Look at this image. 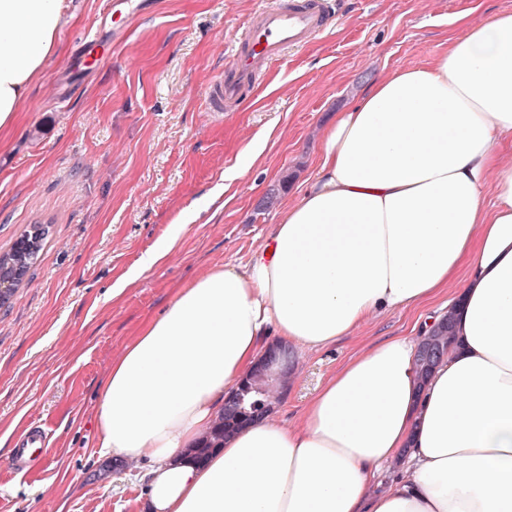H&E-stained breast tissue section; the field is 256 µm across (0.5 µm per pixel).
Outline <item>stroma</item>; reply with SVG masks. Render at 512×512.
<instances>
[{"instance_id": "obj_1", "label": "stroma", "mask_w": 512, "mask_h": 512, "mask_svg": "<svg viewBox=\"0 0 512 512\" xmlns=\"http://www.w3.org/2000/svg\"><path fill=\"white\" fill-rule=\"evenodd\" d=\"M269 2L135 0L116 43L106 0H66L65 53L45 63L15 132L0 135V253L27 225L51 227L0 308V512H138L139 488L96 450L92 411L113 356L174 285L248 264L279 213L260 199L278 184L298 198L337 109L393 68L431 62L512 0H332L322 34L217 107L207 90ZM91 32L112 56L73 73L67 56ZM256 146L255 166L227 179ZM175 224L169 251L143 265ZM419 315L394 311L301 352L274 417L296 423L336 367L365 344L411 335ZM32 427L48 447L20 470L10 448Z\"/></svg>"}]
</instances>
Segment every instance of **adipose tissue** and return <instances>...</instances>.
I'll list each match as a JSON object with an SVG mask.
<instances>
[{
	"label": "adipose tissue",
	"instance_id": "ef3b65f1",
	"mask_svg": "<svg viewBox=\"0 0 512 512\" xmlns=\"http://www.w3.org/2000/svg\"><path fill=\"white\" fill-rule=\"evenodd\" d=\"M64 9L0 0V130L59 52ZM509 145L508 7L337 112L300 199L250 262L176 286L112 359L96 446L142 484L145 512H512ZM440 298L456 342L427 383L414 337L395 336L337 367L298 425L264 417L194 460L266 337L325 348Z\"/></svg>",
	"mask_w": 512,
	"mask_h": 512
}]
</instances>
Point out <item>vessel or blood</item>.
<instances>
[{"label":"vessel or blood","mask_w":512,"mask_h":512,"mask_svg":"<svg viewBox=\"0 0 512 512\" xmlns=\"http://www.w3.org/2000/svg\"><path fill=\"white\" fill-rule=\"evenodd\" d=\"M330 0H271L236 44L232 64L218 75L213 98L235 100L242 87L256 82L260 71L282 59L289 48L308 42L327 27Z\"/></svg>","instance_id":"vessel-or-blood-1"}]
</instances>
